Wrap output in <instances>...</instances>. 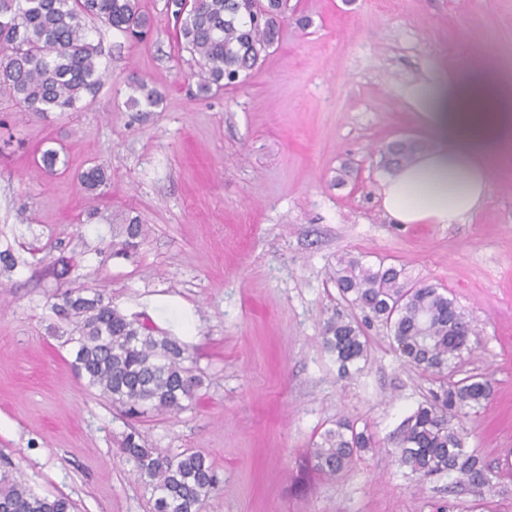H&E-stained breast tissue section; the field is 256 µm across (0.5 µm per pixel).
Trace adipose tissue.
Returning a JSON list of instances; mask_svg holds the SVG:
<instances>
[{
	"instance_id": "adipose-tissue-1",
	"label": "adipose tissue",
	"mask_w": 512,
	"mask_h": 512,
	"mask_svg": "<svg viewBox=\"0 0 512 512\" xmlns=\"http://www.w3.org/2000/svg\"><path fill=\"white\" fill-rule=\"evenodd\" d=\"M405 97L434 144L382 180L383 211L398 224L472 218L488 197L492 159L512 150V83L478 71L413 85Z\"/></svg>"
}]
</instances>
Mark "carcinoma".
Instances as JSON below:
<instances>
[{"mask_svg": "<svg viewBox=\"0 0 512 512\" xmlns=\"http://www.w3.org/2000/svg\"><path fill=\"white\" fill-rule=\"evenodd\" d=\"M180 44L195 58L197 89L243 84L278 40L287 0H168ZM97 20L136 40L151 32V20L140 0H0V90L25 112H74L96 94L102 79L101 51L88 35L87 22ZM129 108L150 112L162 102L159 91L144 81L130 83ZM423 141L407 137L382 152L387 171L409 163L424 150ZM109 179L95 165L78 176L87 193ZM143 225L135 220L113 227V239L125 252L136 247ZM336 285L342 296L380 320L405 360L433 376L438 390L418 405L399 428L388 454L422 479L453 473L457 482L482 491L492 486L493 469L465 448L468 410L486 405L490 386L479 375L451 382L448 370L468 349L472 320L447 290L412 281L403 269L360 257L339 261ZM58 314L76 322L78 337L72 362L85 386L99 392L130 417L150 412H178L192 401L199 380L184 362L186 345L155 335L144 321L123 314L104 294L66 292ZM323 346L335 357L340 374L360 372L368 344L354 322L329 321ZM376 447L368 427L357 429L339 420L320 435L312 449L315 469L334 477L348 469L363 451ZM138 481L151 488L153 512H202L219 480L201 452L156 455L137 431L125 435L119 448ZM64 496L34 492L17 473L0 471V512H73Z\"/></svg>", "mask_w": 512, "mask_h": 512, "instance_id": "obj_1", "label": "carcinoma"}]
</instances>
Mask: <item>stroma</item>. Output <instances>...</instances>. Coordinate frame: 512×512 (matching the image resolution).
I'll return each mask as SVG.
<instances>
[{
  "mask_svg": "<svg viewBox=\"0 0 512 512\" xmlns=\"http://www.w3.org/2000/svg\"><path fill=\"white\" fill-rule=\"evenodd\" d=\"M140 3L156 21L146 42L92 26L106 75L79 111L36 116L0 94V252L20 260L0 269V467L75 512H151L118 456L134 427L157 453L212 463L219 486L203 512H512V158L495 162L473 220L396 224L379 203L381 150L427 137L405 87L478 68L512 82V0H290L247 83L205 97L166 0ZM134 78L163 93L154 111L126 108ZM49 148L60 160L46 172ZM95 164L111 179L92 199L76 175ZM134 216L145 234L116 254L112 227ZM347 256L447 289L472 319L449 378L491 381L465 423L498 474L490 491L389 458L438 383L342 298L334 273ZM78 290L191 347L201 384L188 409L133 422L85 387L54 309ZM337 315L368 342L347 377L321 345ZM340 419L368 424L378 446L330 479L311 451Z\"/></svg>",
  "mask_w": 512,
  "mask_h": 512,
  "instance_id": "obj_1",
  "label": "stroma"
}]
</instances>
